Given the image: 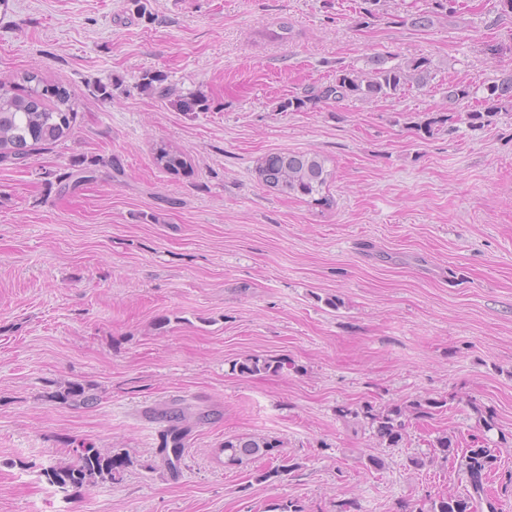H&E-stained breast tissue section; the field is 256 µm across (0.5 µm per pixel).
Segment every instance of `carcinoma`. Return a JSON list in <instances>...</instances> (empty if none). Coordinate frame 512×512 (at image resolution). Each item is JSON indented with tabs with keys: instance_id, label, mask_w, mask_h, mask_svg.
Returning <instances> with one entry per match:
<instances>
[{
	"instance_id": "cac0c4a2",
	"label": "carcinoma",
	"mask_w": 512,
	"mask_h": 512,
	"mask_svg": "<svg viewBox=\"0 0 512 512\" xmlns=\"http://www.w3.org/2000/svg\"><path fill=\"white\" fill-rule=\"evenodd\" d=\"M431 80L429 61L425 58L389 64L380 58L368 73L352 68H339L332 81L313 84L297 95L279 102L281 112H302L320 103L341 104L349 101H368L389 98L414 87H425ZM23 84L0 81V160L23 162L37 145H53L67 138L76 120L75 103L66 88L61 87L54 99H45V84L37 73L22 77ZM473 97L469 86L455 85L448 88L447 122L458 106ZM512 101V72L504 73L485 87L481 108L469 111L473 124H483L497 113L502 102ZM156 166L168 173H176L187 165L183 153L176 147L160 143L154 147ZM328 159L312 151L278 152L259 157L254 172L265 187L286 197L310 199L322 207H331L329 194L332 171ZM285 363L259 357H248L239 362V372L254 375L283 370ZM443 403L436 400L414 401L408 405H392L380 410L370 404L359 411L340 410L344 416H363L375 429V435L386 447L392 448L404 441L411 420L431 419ZM161 418L168 423L162 435L160 451L165 454L169 469L178 470L184 454L185 423L196 419L201 423L208 415L194 413L182 403L162 410ZM279 443L261 435L237 436L224 440V464L242 466L252 460L272 455ZM499 448L477 446L461 450L458 472L470 490L458 496L438 495L423 501L419 512H477V503L484 492L488 473L498 460ZM76 462L69 467L52 468L48 476L60 489H80L96 476H115L122 466V459L101 453L88 444L75 449Z\"/></svg>"
}]
</instances>
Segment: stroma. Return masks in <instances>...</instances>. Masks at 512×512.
Here are the masks:
<instances>
[{"instance_id":"stroma-1","label":"stroma","mask_w":512,"mask_h":512,"mask_svg":"<svg viewBox=\"0 0 512 512\" xmlns=\"http://www.w3.org/2000/svg\"><path fill=\"white\" fill-rule=\"evenodd\" d=\"M7 2L0 80L43 73L77 117L65 141L0 161V512H402L463 491L428 457L444 433L501 447L487 493L512 512V103L481 126L470 100L444 119L448 87L512 71L499 0L436 15L384 0L374 17L363 0ZM283 22L288 40L265 37ZM379 57L428 59L431 80L278 111ZM147 75L172 96L144 92ZM190 95L203 109L178 107ZM160 141L185 172L155 165ZM287 151L328 158L333 207L257 181L256 159ZM82 167L95 177L78 184ZM250 356L285 367L240 374ZM75 383L84 398L59 403ZM179 399L210 418L174 475L143 409ZM431 399L442 413L396 448L352 415ZM245 434L277 440L274 458L218 463ZM82 442L124 466L62 490L47 472Z\"/></svg>"}]
</instances>
